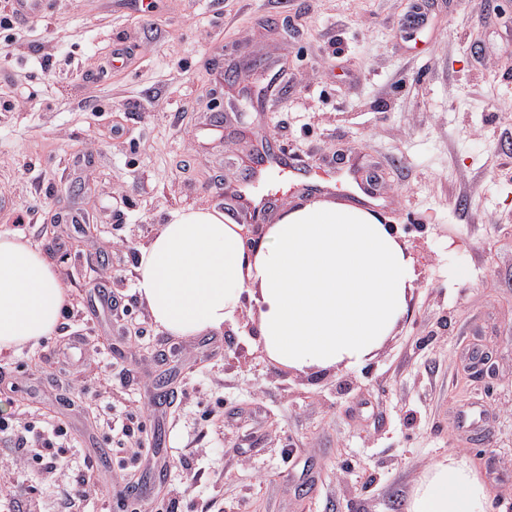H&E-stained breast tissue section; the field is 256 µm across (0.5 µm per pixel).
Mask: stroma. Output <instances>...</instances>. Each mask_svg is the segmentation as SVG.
<instances>
[{
    "label": "stroma",
    "mask_w": 512,
    "mask_h": 512,
    "mask_svg": "<svg viewBox=\"0 0 512 512\" xmlns=\"http://www.w3.org/2000/svg\"><path fill=\"white\" fill-rule=\"evenodd\" d=\"M46 0L0 45V233L53 261L57 331L0 356V418L64 419L67 470L8 476L0 512H406L434 459L466 456L512 512V0ZM223 139L209 137L215 121ZM375 178L418 286L376 355L302 375L273 365L247 312L166 332L135 290L137 250L171 212L235 218L220 182L261 142ZM94 217L80 232L68 212ZM127 248L112 251L116 239ZM108 266L116 307L94 290ZM111 371L107 393L76 388ZM38 375L41 393L30 388ZM146 446L172 468L142 497L120 425L145 394ZM481 432L458 425L471 405Z\"/></svg>",
    "instance_id": "obj_1"
}]
</instances>
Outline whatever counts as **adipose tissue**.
Wrapping results in <instances>:
<instances>
[{"label": "adipose tissue", "mask_w": 512, "mask_h": 512, "mask_svg": "<svg viewBox=\"0 0 512 512\" xmlns=\"http://www.w3.org/2000/svg\"><path fill=\"white\" fill-rule=\"evenodd\" d=\"M135 289L153 323L176 336L222 329L248 307L278 367L304 375L372 357L416 288L414 261L371 207L315 198L264 225L246 248L215 209L171 214L139 247ZM70 302L58 272L21 235L0 234V355L51 335ZM489 492L456 452L434 460L408 512H486Z\"/></svg>", "instance_id": "adipose-tissue-1"}]
</instances>
